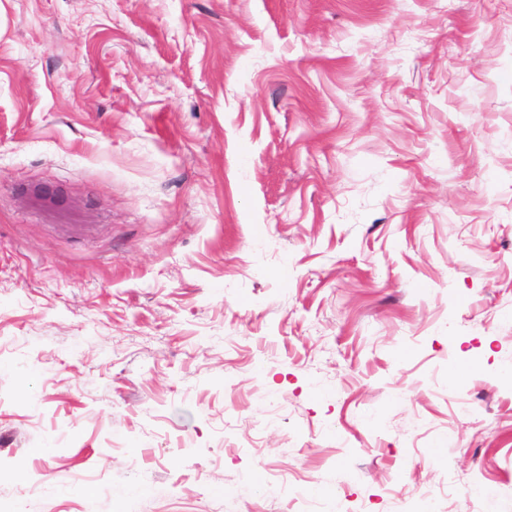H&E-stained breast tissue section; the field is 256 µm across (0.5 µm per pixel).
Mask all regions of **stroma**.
<instances>
[{
	"label": "stroma",
	"mask_w": 512,
	"mask_h": 512,
	"mask_svg": "<svg viewBox=\"0 0 512 512\" xmlns=\"http://www.w3.org/2000/svg\"><path fill=\"white\" fill-rule=\"evenodd\" d=\"M512 0H0L14 512H512Z\"/></svg>",
	"instance_id": "stroma-1"
}]
</instances>
